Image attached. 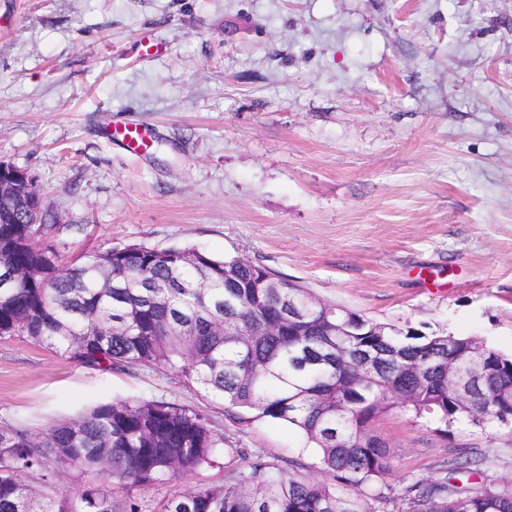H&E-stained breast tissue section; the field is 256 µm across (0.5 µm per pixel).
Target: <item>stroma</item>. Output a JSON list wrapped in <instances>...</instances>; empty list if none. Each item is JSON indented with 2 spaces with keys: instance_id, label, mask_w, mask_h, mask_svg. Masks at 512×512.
Instances as JSON below:
<instances>
[{
  "instance_id": "obj_1",
  "label": "stroma",
  "mask_w": 512,
  "mask_h": 512,
  "mask_svg": "<svg viewBox=\"0 0 512 512\" xmlns=\"http://www.w3.org/2000/svg\"><path fill=\"white\" fill-rule=\"evenodd\" d=\"M166 53L143 59L141 35ZM137 122L144 156L103 136ZM0 162L28 172L63 262L137 244L244 257L382 323L473 334L512 352V0H0ZM119 399L202 414L247 457L300 461L287 426L159 368L96 370L0 338V423L34 432ZM392 494L462 449L512 487V432L450 433L396 411L375 424ZM228 479L223 457L121 487L137 499Z\"/></svg>"
}]
</instances>
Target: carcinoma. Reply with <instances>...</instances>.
Instances as JSON below:
<instances>
[{"label":"carcinoma","mask_w":512,"mask_h":512,"mask_svg":"<svg viewBox=\"0 0 512 512\" xmlns=\"http://www.w3.org/2000/svg\"><path fill=\"white\" fill-rule=\"evenodd\" d=\"M22 211L0 203V278L42 276L0 287V337L71 352L91 369L162 366L218 393L233 407L300 433L334 483L293 473L297 462L242 450L199 413L158 401L99 404L43 433L0 424V512H141L133 499L23 476L59 467L99 470L140 485L209 464L219 449L231 481L162 501L158 512H366L362 495L383 498L388 450L375 424L398 410L416 419L481 431L512 419V355L476 336L386 325L323 303L244 258L194 247L140 245L95 251L71 266L45 262ZM274 288H257L263 278ZM486 457L448 460L444 476L406 489L399 512H512V488L485 483Z\"/></svg>","instance_id":"carcinoma-1"}]
</instances>
